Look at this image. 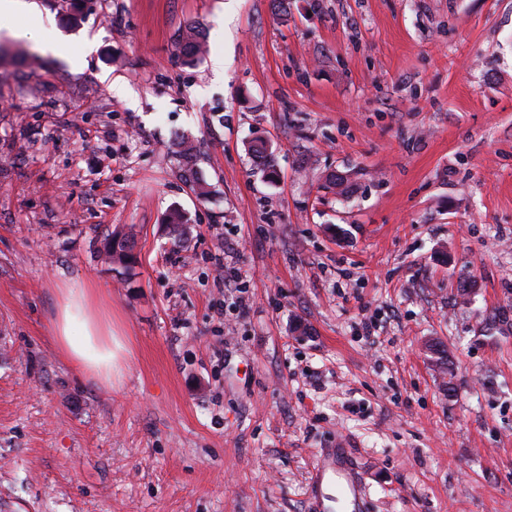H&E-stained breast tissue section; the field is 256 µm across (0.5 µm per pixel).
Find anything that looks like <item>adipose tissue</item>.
<instances>
[{
	"label": "adipose tissue",
	"instance_id": "obj_1",
	"mask_svg": "<svg viewBox=\"0 0 512 512\" xmlns=\"http://www.w3.org/2000/svg\"><path fill=\"white\" fill-rule=\"evenodd\" d=\"M51 321V335L62 355L83 373L111 380L127 357L122 341L112 334V318L101 311L96 285L60 288Z\"/></svg>",
	"mask_w": 512,
	"mask_h": 512
}]
</instances>
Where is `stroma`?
<instances>
[{
	"mask_svg": "<svg viewBox=\"0 0 512 512\" xmlns=\"http://www.w3.org/2000/svg\"><path fill=\"white\" fill-rule=\"evenodd\" d=\"M31 2L0 32V504L336 512L308 483L344 438L363 512H512V0ZM64 282L102 288L120 381L55 345ZM205 40L196 26H188L178 41L179 49L186 65H193L203 54ZM188 150L183 149L182 157L184 160L185 169H183L182 177L184 181L189 185L191 190L199 198H206L209 195L208 184L201 178L196 176V172L193 167L197 160V148L193 144H189ZM130 238L131 236L127 233L111 231L105 238L103 249L99 250V256L103 262L119 264L129 280L135 276L134 269L138 263Z\"/></svg>",
	"mask_w": 512,
	"mask_h": 512,
	"instance_id": "stroma-1",
	"label": "stroma"
}]
</instances>
